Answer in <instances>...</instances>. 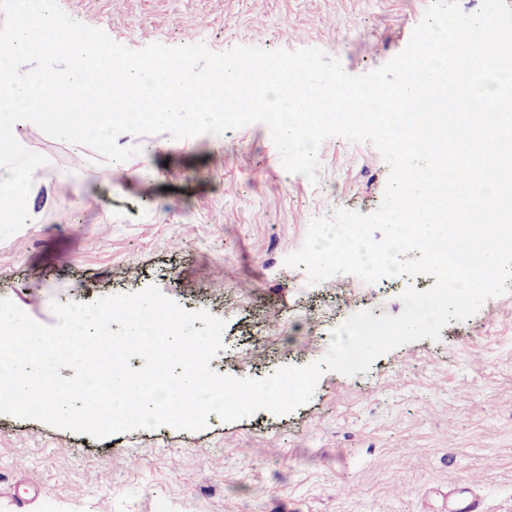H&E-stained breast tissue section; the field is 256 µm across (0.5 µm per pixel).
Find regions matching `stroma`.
I'll return each mask as SVG.
<instances>
[{"label":"stroma","instance_id":"stroma-1","mask_svg":"<svg viewBox=\"0 0 512 512\" xmlns=\"http://www.w3.org/2000/svg\"><path fill=\"white\" fill-rule=\"evenodd\" d=\"M138 50L315 47L351 75L408 44L429 0H58ZM135 148L111 182L86 147L26 130L46 157L34 223L0 241V298L54 325L53 303L159 289L225 322L212 368L261 380L319 360L342 319L399 315V275L309 283L285 258L312 219L381 205L389 167L377 148L335 136L316 181L287 172L267 126ZM440 340L403 344L348 377L324 371L295 410L199 431L135 429L97 439L0 414V512H449L468 487L483 512H512V280Z\"/></svg>","mask_w":512,"mask_h":512}]
</instances>
